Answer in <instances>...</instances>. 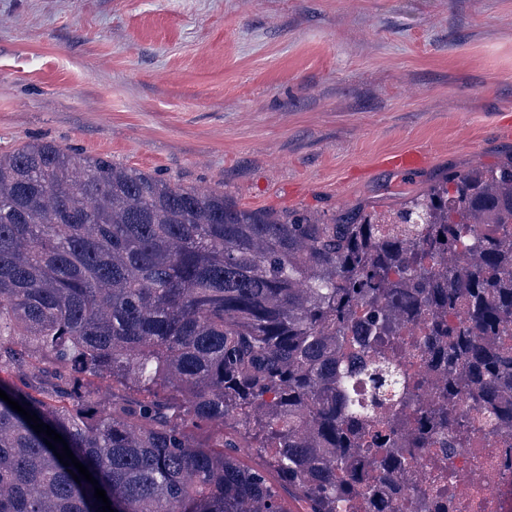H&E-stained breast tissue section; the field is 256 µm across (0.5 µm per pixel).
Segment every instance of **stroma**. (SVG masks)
I'll return each mask as SVG.
<instances>
[{"instance_id": "stroma-1", "label": "stroma", "mask_w": 512, "mask_h": 512, "mask_svg": "<svg viewBox=\"0 0 512 512\" xmlns=\"http://www.w3.org/2000/svg\"><path fill=\"white\" fill-rule=\"evenodd\" d=\"M32 140L244 209L390 211L512 157V0H0V152ZM425 160L424 152L418 147H413L384 155L381 163L389 169L413 171L421 168Z\"/></svg>"}]
</instances>
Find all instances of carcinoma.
Returning <instances> with one entry per match:
<instances>
[{
  "instance_id": "cac0c4a2",
  "label": "carcinoma",
  "mask_w": 512,
  "mask_h": 512,
  "mask_svg": "<svg viewBox=\"0 0 512 512\" xmlns=\"http://www.w3.org/2000/svg\"><path fill=\"white\" fill-rule=\"evenodd\" d=\"M425 318L422 375L390 355ZM512 159L448 172L387 213L324 220L238 207L50 142L0 152V372L66 440L114 512H347L362 479L411 449L470 440L463 398L506 439L512 352ZM413 438L402 442L405 408ZM31 424L0 399V512H97ZM252 445L258 466L234 449ZM413 495L451 512L443 457Z\"/></svg>"
}]
</instances>
